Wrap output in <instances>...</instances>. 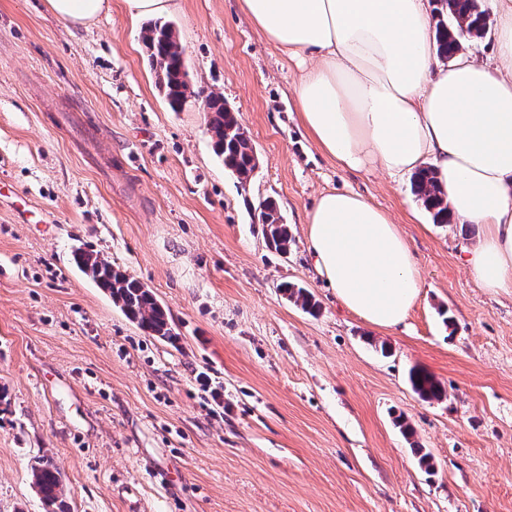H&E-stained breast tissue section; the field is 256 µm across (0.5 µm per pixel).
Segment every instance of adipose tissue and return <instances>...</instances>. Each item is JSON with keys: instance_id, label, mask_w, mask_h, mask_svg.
Returning <instances> with one entry per match:
<instances>
[{"instance_id": "obj_1", "label": "adipose tissue", "mask_w": 512, "mask_h": 512, "mask_svg": "<svg viewBox=\"0 0 512 512\" xmlns=\"http://www.w3.org/2000/svg\"><path fill=\"white\" fill-rule=\"evenodd\" d=\"M493 63L474 50L439 68L429 0H243L269 42L302 62L293 99L315 143L345 169L398 178L431 164L482 288L512 294V0ZM317 274L348 310L401 326L420 291L417 263L390 215L359 194L322 193L307 217Z\"/></svg>"}]
</instances>
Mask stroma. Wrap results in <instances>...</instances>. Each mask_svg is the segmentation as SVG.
<instances>
[{
  "instance_id": "stroma-1",
  "label": "stroma",
  "mask_w": 512,
  "mask_h": 512,
  "mask_svg": "<svg viewBox=\"0 0 512 512\" xmlns=\"http://www.w3.org/2000/svg\"><path fill=\"white\" fill-rule=\"evenodd\" d=\"M163 19L191 89L223 96L254 144L249 184L215 156L200 101L170 109L124 0L81 25L0 0V512H46L45 455L71 512H512V295L464 269L478 229L434 223L410 178L321 152L298 67L242 0H171ZM329 189L409 243L423 287L405 327L370 325L316 273L306 218ZM267 198L288 253L266 244ZM78 248L151 288L172 337L128 320ZM413 366L446 398L420 399ZM258 217L263 225V231L268 245L280 253H287L292 237L288 225L284 223L276 203L264 200L258 206ZM32 484L41 496L51 512H70L67 499L70 491L59 467L49 456H44L42 461L32 471Z\"/></svg>"
}]
</instances>
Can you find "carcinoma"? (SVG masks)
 I'll return each instance as SVG.
<instances>
[{
    "label": "carcinoma",
    "mask_w": 512,
    "mask_h": 512,
    "mask_svg": "<svg viewBox=\"0 0 512 512\" xmlns=\"http://www.w3.org/2000/svg\"><path fill=\"white\" fill-rule=\"evenodd\" d=\"M437 55L451 61L464 44L474 43L484 37L492 26L489 11L483 0H435ZM144 42L150 52L152 67L158 84L164 91L170 107H182L188 98L196 96L190 90L183 70L185 49L172 28L155 23L145 29ZM203 102L208 131L211 132L213 149L224 167L235 175L239 183L251 178L257 167V156L251 140L239 132L235 113L224 103V98L210 94ZM414 194L432 214L437 224L450 221L444 192L436 173L429 166L415 171L412 177ZM258 217L263 225L270 248L287 253L292 237L276 203L264 200L258 206ZM74 262L95 285L108 294L128 319L137 323L151 336L166 339L172 336L168 314L154 294L140 281L112 266L105 259L86 251L74 254ZM288 299L307 311L315 309L312 294L305 288L288 286L284 289ZM409 381L414 392L425 401H440L446 397L444 386L432 375L413 368ZM32 484L51 512H70L67 499L70 491L59 467L49 456L32 471Z\"/></svg>",
    "instance_id": "1"
}]
</instances>
